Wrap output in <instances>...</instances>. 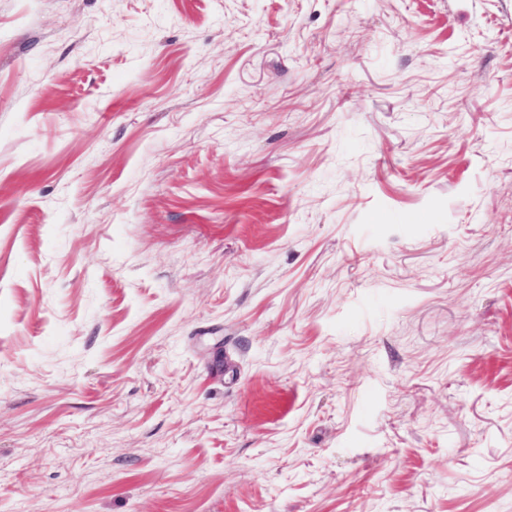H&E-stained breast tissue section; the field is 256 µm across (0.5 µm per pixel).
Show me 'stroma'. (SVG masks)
I'll use <instances>...</instances> for the list:
<instances>
[{"label": "stroma", "mask_w": 512, "mask_h": 512, "mask_svg": "<svg viewBox=\"0 0 512 512\" xmlns=\"http://www.w3.org/2000/svg\"><path fill=\"white\" fill-rule=\"evenodd\" d=\"M0 44V512H512V0Z\"/></svg>", "instance_id": "stroma-1"}]
</instances>
